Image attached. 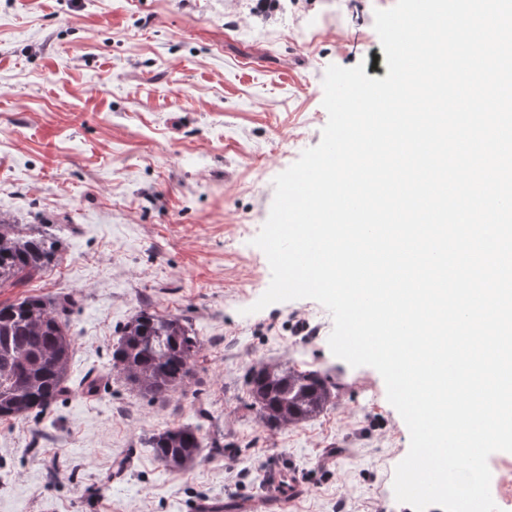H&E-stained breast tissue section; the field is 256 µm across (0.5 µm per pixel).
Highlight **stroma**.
<instances>
[{"label":"stroma","instance_id":"stroma-1","mask_svg":"<svg viewBox=\"0 0 512 512\" xmlns=\"http://www.w3.org/2000/svg\"><path fill=\"white\" fill-rule=\"evenodd\" d=\"M394 4L0 0V217L58 249L0 303L70 298L75 338L68 393L39 419L0 421V512H413L393 492L410 434L379 372L332 354L314 300L250 310L271 281L253 240L273 180L321 140L329 65L386 77L374 12ZM146 307L203 342L162 399L112 372L114 340ZM275 361L331 375L332 404L263 430L245 375ZM185 424L230 453L168 471L146 440ZM274 466L296 485L288 501L265 491Z\"/></svg>","mask_w":512,"mask_h":512}]
</instances>
